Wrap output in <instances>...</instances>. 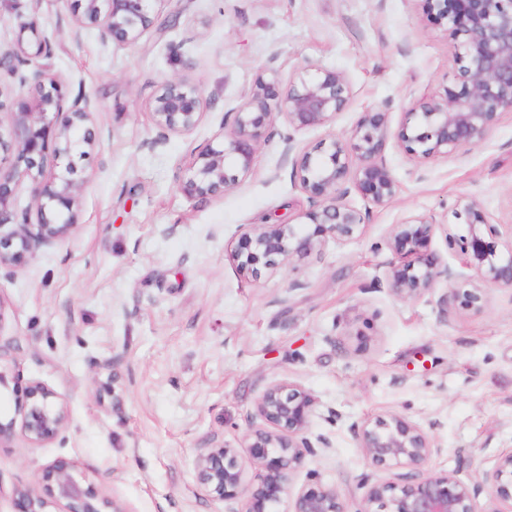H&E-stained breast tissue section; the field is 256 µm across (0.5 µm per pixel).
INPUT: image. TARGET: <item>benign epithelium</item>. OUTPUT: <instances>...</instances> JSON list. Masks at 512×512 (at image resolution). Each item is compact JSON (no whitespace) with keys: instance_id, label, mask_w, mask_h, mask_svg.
<instances>
[{"instance_id":"1","label":"benign epithelium","mask_w":512,"mask_h":512,"mask_svg":"<svg viewBox=\"0 0 512 512\" xmlns=\"http://www.w3.org/2000/svg\"><path fill=\"white\" fill-rule=\"evenodd\" d=\"M159 0H72L77 26L97 27L104 41L122 48L137 43L155 22ZM439 26L454 41L456 80L414 100L404 113L397 138L418 159L414 174L423 177V165L435 157L458 154L485 140L501 114L512 112V0H423ZM19 56L0 53V71L12 79L0 82V114H8L0 132V270L17 268L29 255L68 238L79 224L81 199L87 179L76 177L72 153L99 140L94 124L93 100L63 91V79L40 67L22 71ZM352 96L347 75L334 68L306 62L284 84L277 74L259 81L230 113L223 139L195 152L192 174L181 189L201 200L224 195L235 187L237 167L246 174L253 156L268 141L269 129L282 119L288 133L281 139V156L292 160L294 181L310 206L297 224H259L245 230L234 249L240 271L258 277L276 272L295 256L320 248L328 239L347 243L359 237L366 215L346 201L355 189L375 208L391 205L398 182L384 157L391 136L389 113L382 109L361 113L347 132L331 133L316 153L296 152L295 134L326 126L344 112ZM203 90L180 77L164 81L151 104L157 135L145 142L151 149L169 135L192 133L204 116ZM68 158L65 174L52 177L46 168ZM31 193L38 219L14 209L13 199L24 183ZM453 216L467 226V234L447 236L448 248L463 256L458 271L427 257L437 224L428 214L404 218L392 230L389 247L393 259L385 263L390 293L402 301L425 300L436 307L440 320H448L455 305L476 312L486 304L487 292L512 289V239L502 240L478 200L463 196L453 204ZM446 288L438 289L439 284ZM26 402L18 416L0 422V438L19 434L32 448L54 438L68 425V409L58 394L34 380L26 389ZM318 400L289 380L270 383L255 403L257 423L245 435V448L259 469L258 480L245 481L238 462L239 450L215 443L196 462L199 485L215 501L229 504L228 512H512V448L501 452L491 467L475 469V479L434 471L429 461L437 452L435 440L405 415L391 412L360 424L353 432L367 464L374 468L398 467L405 472L391 481L366 484L361 505L348 510L335 486L323 483L314 470L308 482L290 493L291 476L315 455L308 438ZM486 494L478 510L480 494ZM15 512H131L56 460L41 477L12 490Z\"/></svg>"}]
</instances>
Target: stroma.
<instances>
[{"label": "stroma", "instance_id": "obj_1", "mask_svg": "<svg viewBox=\"0 0 512 512\" xmlns=\"http://www.w3.org/2000/svg\"><path fill=\"white\" fill-rule=\"evenodd\" d=\"M156 23L137 44L75 32L68 0H0V51L61 75L69 95L88 94L102 131L88 158L80 224L0 275V338L18 347L0 362V417L14 416L31 381L68 408L61 436L32 448L0 439V512L12 489L63 458L131 512H225L200 487L196 461L212 442L244 452L255 402L271 383L297 382L319 401L311 437L325 438L311 466L357 506L364 481L393 471L367 465L352 424L399 412L439 450L429 466L467 475L512 448V290L494 289L481 313L456 308L440 322L422 300L393 297L384 264L394 224L444 215L476 198L495 224L512 222V112L486 140L430 161L389 140L399 193L385 209L358 192L362 235L327 242L274 274H242L232 254L254 224L299 222L309 204L281 158L282 121L250 173L224 196H186L181 182L197 147L222 139L224 120L268 68L288 80L310 61L345 72L352 98L331 128L296 133L312 150L369 108L398 127L414 99L452 84V41L421 0H158ZM33 24L30 32L21 31ZM49 40L34 52V36ZM199 85L209 105L197 129L151 149L152 99L169 77ZM115 360V396L101 394L102 364Z\"/></svg>", "mask_w": 512, "mask_h": 512}]
</instances>
